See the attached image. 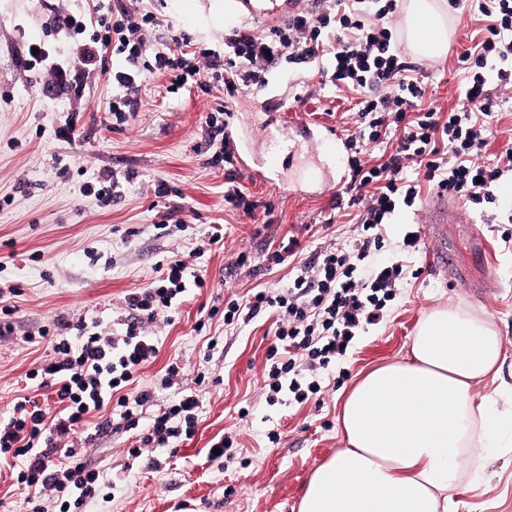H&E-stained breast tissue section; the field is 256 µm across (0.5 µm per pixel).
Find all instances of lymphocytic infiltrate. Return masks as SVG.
I'll return each mask as SVG.
<instances>
[{"label": "lymphocytic infiltrate", "mask_w": 512, "mask_h": 512, "mask_svg": "<svg viewBox=\"0 0 512 512\" xmlns=\"http://www.w3.org/2000/svg\"><path fill=\"white\" fill-rule=\"evenodd\" d=\"M475 7L486 21L484 38L462 53L464 104L447 112L421 107L425 75L406 61L390 25L399 0H321L317 12L291 13L272 27L230 28L220 54L157 50L149 36L156 19L139 8L98 16L99 26L112 33L113 55L127 62L108 77L109 110L117 122H124L134 108L135 91L154 73L167 77L169 93L184 83L205 91L223 87L224 99L207 115L195 149L206 154L209 167L223 169L225 208L254 220L270 215L272 207L240 183L234 148L224 134L241 90L266 85L270 69L285 60L321 65L336 89L357 97L353 127L345 134L350 172L337 191L358 210L351 248H332L302 260L297 238L282 239L263 261L271 268L297 259V274L289 286L264 288L224 307L228 325L251 322L265 311L276 316V341L267 352L268 403L284 392L299 404L319 395L317 370L344 357L365 326L383 319L405 276L404 257L420 249L419 228L403 235L401 260L383 262L378 254L392 215L398 208L414 207L422 183L475 208L495 203L499 180L512 171V147L502 151L496 166L479 161L486 119L499 105L497 93L512 88V0H475ZM50 28L76 38L74 60L58 63L41 49L31 64L40 66L50 90L66 94L81 89L100 57L99 38L86 37L87 22L81 15L55 16ZM391 136L395 147L379 160L368 159L367 144ZM204 285L203 272L191 267L187 256L174 253L157 263L148 287L125 295L117 329L61 322L52 356L29 373L38 388L47 390L53 408L23 397L0 420V466L17 468L16 481L27 492L31 512H48V502L56 497L61 500L59 512H81L94 497L99 472L79 449L62 447V438L109 408L126 426L137 425L140 408L155 398L158 387H172L180 372L172 363L160 385H139L141 370L159 353L147 326L177 310L188 288ZM201 406L199 393L185 390L154 418L142 439L151 450L144 458L147 468L161 467L156 449L191 439Z\"/></svg>", "instance_id": "lymphocytic-infiltrate-1"}]
</instances>
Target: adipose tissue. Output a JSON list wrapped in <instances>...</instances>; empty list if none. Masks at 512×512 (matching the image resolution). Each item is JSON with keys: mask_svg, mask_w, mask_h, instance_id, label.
<instances>
[{"mask_svg": "<svg viewBox=\"0 0 512 512\" xmlns=\"http://www.w3.org/2000/svg\"><path fill=\"white\" fill-rule=\"evenodd\" d=\"M446 0H409L413 47L448 48ZM503 340L468 308L432 307L407 358L376 367L340 404L344 448L310 475L298 512H448L465 466L481 472L492 449L512 444V405L476 398L499 378Z\"/></svg>", "mask_w": 512, "mask_h": 512, "instance_id": "adipose-tissue-1", "label": "adipose tissue"}]
</instances>
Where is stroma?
<instances>
[{
    "label": "stroma",
    "instance_id": "obj_1",
    "mask_svg": "<svg viewBox=\"0 0 512 512\" xmlns=\"http://www.w3.org/2000/svg\"><path fill=\"white\" fill-rule=\"evenodd\" d=\"M158 18L155 44L173 38L191 47L224 49L226 28L244 23L239 12L224 15L222 27L209 20L188 23L174 0H0V282L19 286L11 300L14 336L0 340V417L8 416L19 397L33 396L29 372L47 355L49 343L30 345L24 338L40 329H55L62 320L85 317L111 325L124 295L147 286L158 261L176 251L200 245L205 232L222 228L223 247L213 248L195 264L206 272V288L189 292L172 324L151 326L160 351L141 372L142 383L159 380L172 362L183 367L178 388L159 391L134 429L112 427L84 454L105 483L87 512H296L295 507L313 469L335 454L344 442L336 400L373 367L404 357L422 315L431 307L452 302L489 320L503 338L505 365L501 380L476 386V396H497L512 402V173L499 182L495 204L463 210L461 221L448 227L455 256L452 271L436 270L428 247L408 259L402 279L383 320L366 326L347 354L321 369L323 392L304 404H269L264 363L274 342L272 319L228 325L223 315L208 317L205 309L246 296L257 288H284L295 275L285 263L272 273L253 276L242 269L228 272L238 253L262 257L287 235H295L306 254L321 247H345L354 237L348 217L335 216L334 186L346 160L331 146L311 158L318 178L301 179L293 167L266 174V151L280 150L283 136L302 142L321 127L342 129L341 117L354 102L306 65L273 70L274 92L242 91L233 103L236 144L245 156L242 183L273 206L268 229L256 230L252 220L224 209V172L209 167L194 152L205 118L215 106V93L191 87L166 93L164 79L150 75L136 95L133 112L116 123L105 106L112 99L106 69L120 59L103 55L102 71L87 81L82 99L46 91L36 70L27 67V49L41 43L61 60L72 59L71 39L47 31L51 12L96 19L99 7L120 10L134 2ZM397 44L412 64L428 76L426 104L449 110L460 107L465 74L459 55L479 42L485 22L463 7L448 15V53L439 59L418 56L400 29ZM77 113L83 139L68 144L54 132L70 113ZM68 175H61V166ZM110 170L131 175L122 198L99 204L79 191L81 170ZM167 181L177 189L174 206L186 208L183 228L160 235L156 225L162 208L153 204L152 187ZM334 216L332 229L319 221ZM203 331H196L198 321ZM216 349H208L210 337ZM206 380L203 406L192 440L181 442L163 470L145 469L129 448L145 434L151 420L172 404L176 391L194 387L198 374ZM232 436L234 456L219 463L208 451L214 437ZM448 512H512V447L491 458L482 478H464L453 493Z\"/></svg>",
    "mask_w": 512,
    "mask_h": 512
}]
</instances>
